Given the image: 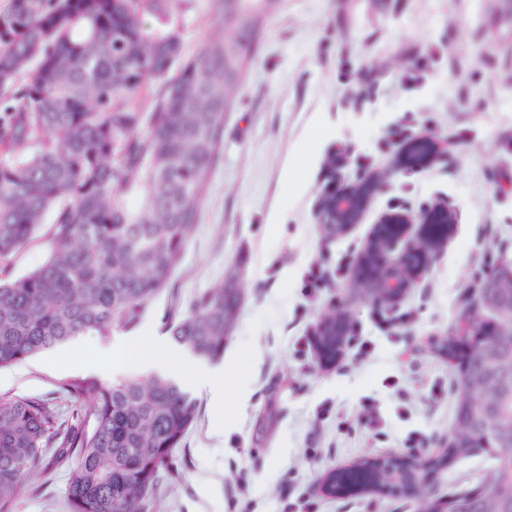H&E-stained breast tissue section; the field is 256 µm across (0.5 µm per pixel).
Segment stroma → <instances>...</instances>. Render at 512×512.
<instances>
[{
	"instance_id": "stroma-1",
	"label": "stroma",
	"mask_w": 512,
	"mask_h": 512,
	"mask_svg": "<svg viewBox=\"0 0 512 512\" xmlns=\"http://www.w3.org/2000/svg\"><path fill=\"white\" fill-rule=\"evenodd\" d=\"M182 52L194 56L216 25L211 0H183L171 15ZM420 83H411L414 75ZM411 119L413 134L441 147L416 169L398 167L403 149L392 129ZM346 148L341 168L331 153ZM512 8L505 0H274L241 84L224 115V146L189 233L175 295L158 297L140 325L111 336L77 337L84 355L136 341L147 354L164 339L170 309L189 311L219 283L242 299L224 343V401L196 391L200 415L173 458L147 512H281L289 493L320 512H419L418 500L366 493L339 498L321 486L326 473L375 456L401 453V437L433 434L446 445L454 398L436 399L435 381L456 370L433 343L464 311L482 256L512 257ZM377 175L379 189L346 235L327 236L316 213L327 188ZM447 207L456 224L428 270L395 306L350 287L381 215ZM343 266L314 295L302 289L312 264ZM345 312L352 337L336 359L320 361L315 330L330 310ZM414 317L395 327L392 310ZM64 345L0 370V393L58 398V383L94 376L104 384L152 367L71 364ZM399 385L391 389L388 378ZM392 426L396 441L376 442L364 398ZM332 404L334 417L318 418ZM352 423L336 432V415ZM488 461L457 462L432 478V494L476 483ZM249 493L238 487L241 475ZM65 470L39 493L22 491L14 512H70Z\"/></svg>"
}]
</instances>
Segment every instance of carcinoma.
I'll list each match as a JSON object with an SVG mask.
<instances>
[{
    "label": "carcinoma",
    "instance_id": "carcinoma-1",
    "mask_svg": "<svg viewBox=\"0 0 512 512\" xmlns=\"http://www.w3.org/2000/svg\"><path fill=\"white\" fill-rule=\"evenodd\" d=\"M182 0H10L0 11V370L76 336L132 330L174 275L224 140V114L258 39L254 0H212L218 30L190 58L177 25L148 35L146 14L169 16ZM161 91L143 111L141 91ZM140 196L136 210L120 201ZM53 213L51 224L43 225ZM43 234L46 259L15 276V255ZM240 292L224 283L189 312L164 322L191 356L214 362L236 321ZM450 334L438 351L467 359L455 380L448 448L420 458L422 470L474 457L498 469L484 479L512 501V395L498 414L468 426L463 393L474 404L492 394L478 359ZM69 405L61 418L51 399L0 394V512H14L29 480L51 467L67 471L70 512H144L199 417V402L163 376L131 374L103 385L91 376L58 383ZM372 487L419 499L427 486L399 467Z\"/></svg>",
    "mask_w": 512,
    "mask_h": 512
}]
</instances>
